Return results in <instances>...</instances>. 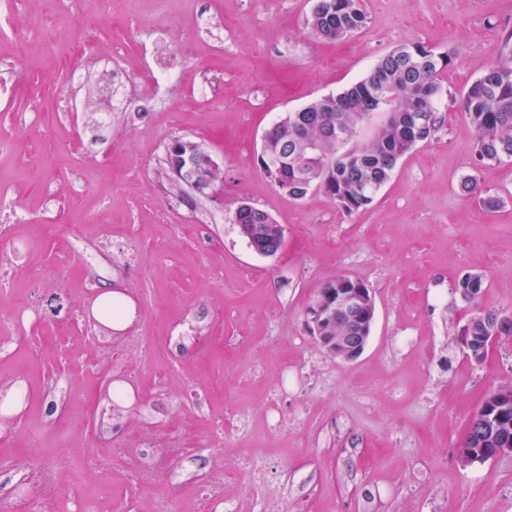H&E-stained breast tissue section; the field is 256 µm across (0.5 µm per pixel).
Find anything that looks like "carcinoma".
<instances>
[{
    "label": "carcinoma",
    "mask_w": 512,
    "mask_h": 512,
    "mask_svg": "<svg viewBox=\"0 0 512 512\" xmlns=\"http://www.w3.org/2000/svg\"><path fill=\"white\" fill-rule=\"evenodd\" d=\"M319 38L337 42L366 24L361 0H319L307 21ZM449 57L419 44H401L382 55L362 80L336 95L318 99L297 111L293 122L277 125L267 135L266 155L256 157L261 172L288 195L303 199L323 192L347 213L373 201L390 180L398 162L417 144L434 135L440 124L437 102L442 96L441 72ZM393 106L387 121L363 148H344L359 124L382 104ZM461 110L477 133L476 154L481 163L512 161V47L504 44L485 73L461 96ZM416 112L426 113V126L413 122ZM308 140L321 142V153L300 149ZM250 247L273 254L284 243V229L266 211L241 210L234 216ZM365 284L337 277L323 284L318 296L330 298L338 288ZM498 314L488 310L474 316L463 334L466 356L483 361L495 343L512 336V324L495 331L489 321ZM512 437V399L490 393L468 423L467 434L456 448L465 464L492 459L486 452L500 437Z\"/></svg>",
    "instance_id": "cac0c4a2"
}]
</instances>
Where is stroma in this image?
Listing matches in <instances>:
<instances>
[{"instance_id": "35a3bbf8", "label": "stroma", "mask_w": 512, "mask_h": 512, "mask_svg": "<svg viewBox=\"0 0 512 512\" xmlns=\"http://www.w3.org/2000/svg\"><path fill=\"white\" fill-rule=\"evenodd\" d=\"M313 0H9L0 10V188L28 223L0 237L27 242L0 288V309L30 294L31 272L66 280L45 293L52 324L27 328L39 355L0 357V380L23 376L40 389L59 376L82 386L78 421L57 425L40 403L8 431L0 451L18 470L70 453L64 488L99 487L108 512H151L145 492L124 490L120 469L104 476L85 456L100 427L98 406L124 396L113 426L142 435L178 429L192 410L155 386L178 381L166 359L127 357L138 386L114 375L86 376L60 353L62 342L97 335L73 316L70 290L89 285L61 245L57 214L82 227L108 224L113 239L132 236L142 263L117 279L134 304V324L162 344L167 327L189 318L200 338L227 340L231 355L189 343L177 360L203 385L224 392L225 407L247 409L263 431L265 386H249L254 366L279 376L293 366L289 404L308 412L305 428L267 440L271 464L266 512H512V457L467 465L455 453L484 398L512 384V340L483 362L463 352L467 321L512 311V162L475 167L476 131L459 108L464 89L512 40V0H362L365 27L342 41L317 38L307 19ZM420 43L452 60L441 74L442 122L403 158L373 202L346 213L322 192L297 200L255 165L264 130L285 113L363 79L377 59ZM80 48L79 75L67 58ZM124 72L134 103L117 107L108 83ZM202 145L221 164L215 193L182 189L166 165L172 139ZM477 175L478 193L461 188ZM76 192H68L72 181ZM269 212L285 244L275 256L250 248L233 222L240 202ZM174 224H205L217 248L200 254ZM222 268L215 280L213 268ZM486 277L472 304L455 291L459 275ZM339 276L372 291L376 317L356 360L329 356L310 330L309 307ZM419 336L411 356L398 336Z\"/></svg>"}]
</instances>
